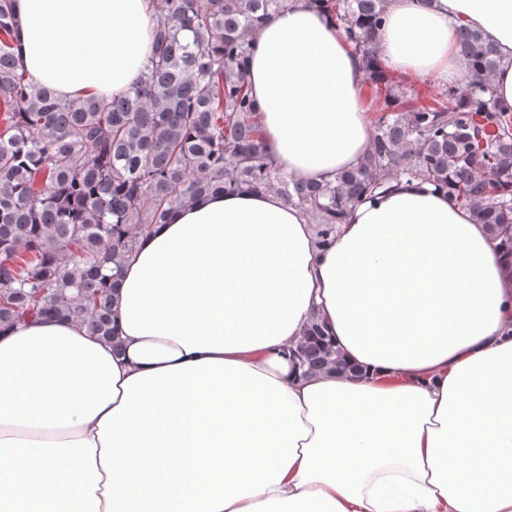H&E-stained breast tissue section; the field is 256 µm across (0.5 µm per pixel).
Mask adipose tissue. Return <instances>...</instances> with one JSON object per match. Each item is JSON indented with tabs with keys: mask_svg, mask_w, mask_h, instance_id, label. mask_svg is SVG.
<instances>
[{
	"mask_svg": "<svg viewBox=\"0 0 512 512\" xmlns=\"http://www.w3.org/2000/svg\"><path fill=\"white\" fill-rule=\"evenodd\" d=\"M21 64L64 99L125 95L150 0H16ZM467 23L512 114V0H387L396 76L450 84ZM265 153L319 182L369 151L360 58L311 0L251 31ZM121 353L75 320L0 332V512H512V251L420 178L328 236L276 190L178 208L114 293ZM319 319L344 372L296 349Z\"/></svg>",
	"mask_w": 512,
	"mask_h": 512,
	"instance_id": "adipose-tissue-1",
	"label": "adipose tissue"
}]
</instances>
